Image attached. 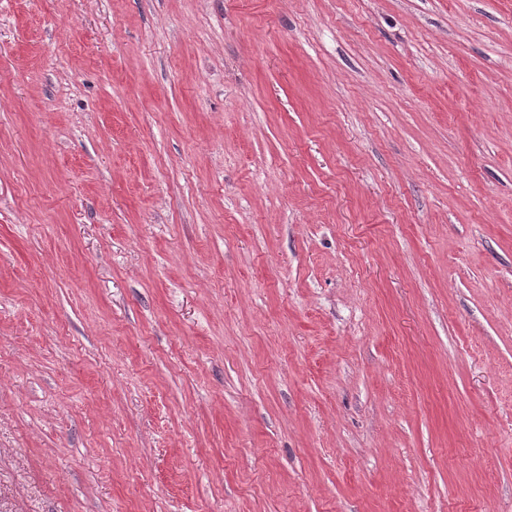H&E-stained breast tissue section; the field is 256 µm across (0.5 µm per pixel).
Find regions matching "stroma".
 <instances>
[{
    "instance_id": "1",
    "label": "stroma",
    "mask_w": 512,
    "mask_h": 512,
    "mask_svg": "<svg viewBox=\"0 0 512 512\" xmlns=\"http://www.w3.org/2000/svg\"><path fill=\"white\" fill-rule=\"evenodd\" d=\"M0 512H512V0H0Z\"/></svg>"
}]
</instances>
